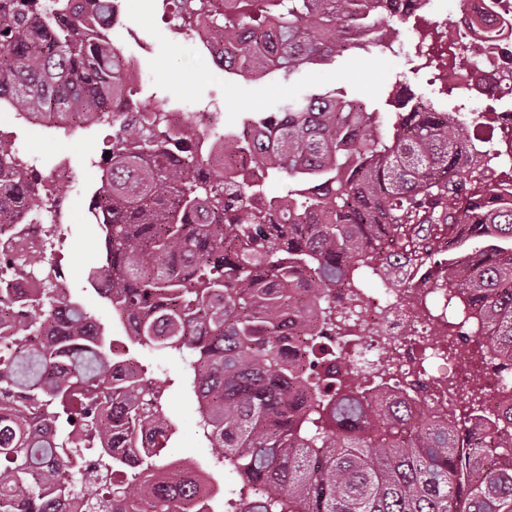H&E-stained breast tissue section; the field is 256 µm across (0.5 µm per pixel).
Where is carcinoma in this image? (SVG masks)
I'll use <instances>...</instances> for the list:
<instances>
[{
    "instance_id": "cac0c4a2",
    "label": "carcinoma",
    "mask_w": 512,
    "mask_h": 512,
    "mask_svg": "<svg viewBox=\"0 0 512 512\" xmlns=\"http://www.w3.org/2000/svg\"><path fill=\"white\" fill-rule=\"evenodd\" d=\"M0 0V103L35 112L48 132L111 131L89 214L105 259L89 277L127 322L129 340L187 363L180 384L213 466L246 497L224 512H512V441L494 433L461 445L462 422L415 419L403 406L360 398L365 362L333 389L313 366L332 336L359 327L367 274L405 286L434 276L441 244L459 230L487 240L447 276L451 298L476 312L448 320L450 336L512 370V189L484 178L470 152L483 112H369L336 91L292 98L245 117L269 137L239 149L260 177L224 166L207 176L209 140L167 144L165 114L116 112L126 59L106 36L112 0ZM188 27H222L238 76L334 62L383 48L394 15L383 0H162ZM39 174L0 155V224L35 206ZM285 182L272 204L263 180ZM42 266L24 313L0 298V512H201L202 477L147 473L176 433L160 380L135 358L120 370L93 315L58 287L36 251L0 262V279ZM350 288L338 297L333 288ZM294 337L293 355L280 352ZM92 487L85 493L82 488Z\"/></svg>"
}]
</instances>
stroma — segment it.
I'll return each instance as SVG.
<instances>
[{
	"label": "stroma",
	"mask_w": 512,
	"mask_h": 512,
	"mask_svg": "<svg viewBox=\"0 0 512 512\" xmlns=\"http://www.w3.org/2000/svg\"><path fill=\"white\" fill-rule=\"evenodd\" d=\"M125 11L128 27L114 30L112 38L125 53L138 57L143 74L139 100L147 108L163 99L187 112L213 104L223 112L225 123L233 125L243 113L271 112L286 99L337 88L378 112L400 111L399 90L404 86L419 97L436 96L428 72L419 69L406 53L392 55L376 49L355 50L336 62L305 67L288 80L276 73L260 80L224 78L198 54L191 41L169 26L160 0H126ZM0 129L14 131L25 160L50 167L58 158H68L75 181L63 206L55 259L74 299L92 312L106 336L124 337L125 330L116 322L110 305L88 283L89 271L100 265L104 252L103 236L91 223L88 207L102 173L99 161L108 144L107 131L56 137L29 125H12L2 109ZM134 353L144 369L152 372L163 368L171 381L167 404L178 433L164 454L165 461L189 462L197 469L210 470L214 450L198 432V405L177 384L184 362L139 347Z\"/></svg>",
	"instance_id": "1"
}]
</instances>
